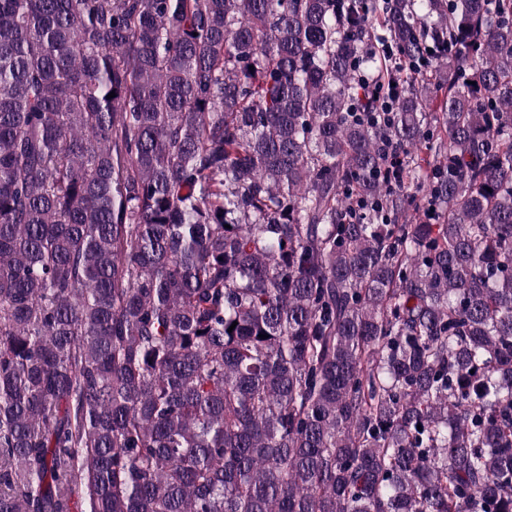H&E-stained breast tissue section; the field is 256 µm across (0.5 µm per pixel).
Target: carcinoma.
I'll use <instances>...</instances> for the list:
<instances>
[{"mask_svg":"<svg viewBox=\"0 0 512 512\" xmlns=\"http://www.w3.org/2000/svg\"><path fill=\"white\" fill-rule=\"evenodd\" d=\"M0 512H512V0H0Z\"/></svg>","mask_w":512,"mask_h":512,"instance_id":"cac0c4a2","label":"carcinoma"}]
</instances>
